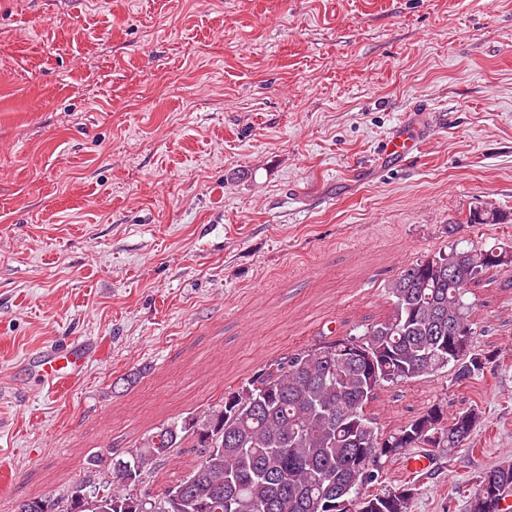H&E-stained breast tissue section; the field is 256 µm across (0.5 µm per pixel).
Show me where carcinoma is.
Returning a JSON list of instances; mask_svg holds the SVG:
<instances>
[{
  "instance_id": "carcinoma-1",
  "label": "carcinoma",
  "mask_w": 512,
  "mask_h": 512,
  "mask_svg": "<svg viewBox=\"0 0 512 512\" xmlns=\"http://www.w3.org/2000/svg\"><path fill=\"white\" fill-rule=\"evenodd\" d=\"M507 216L469 212L466 224H503ZM506 244L466 248L453 243L407 263L386 288L384 319L352 332L328 330L273 359L202 410L157 427L122 455H94L82 480L106 495L89 511L69 494L50 496L54 512H128L118 508L131 491L182 448L200 459L139 512H410L424 473L409 472L397 487L383 486L385 463L414 450L428 459L467 445L482 428L474 403L448 413L433 403L392 432H381L370 406L386 386L425 381L452 372V385L470 388L504 366L505 356L469 348L448 356V322L468 325V294L512 268L497 259ZM455 279H448V270ZM482 357L479 368L473 356ZM376 478L370 482L367 473ZM496 491L477 484L468 512H505L512 496V464L503 463ZM189 485L180 496L174 493Z\"/></svg>"
}]
</instances>
